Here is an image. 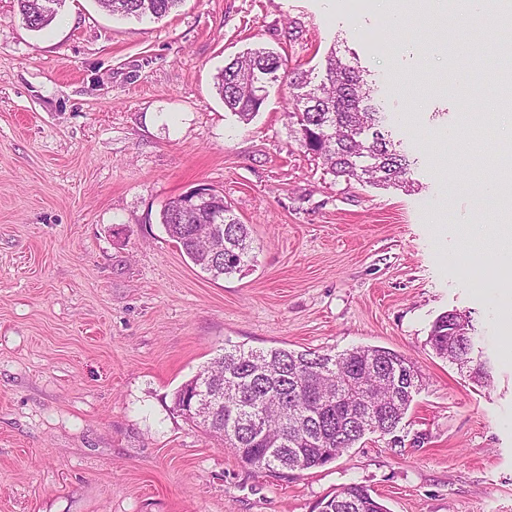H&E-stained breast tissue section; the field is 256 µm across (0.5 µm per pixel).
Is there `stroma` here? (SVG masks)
Wrapping results in <instances>:
<instances>
[{"label":"stroma","instance_id":"35a3bbf8","mask_svg":"<svg viewBox=\"0 0 512 512\" xmlns=\"http://www.w3.org/2000/svg\"><path fill=\"white\" fill-rule=\"evenodd\" d=\"M398 9L391 26L378 0H183L137 20L64 0L36 32L0 0V512H319L354 483L387 512H512L495 289L448 266L458 229L503 225L512 201L488 209L464 191L473 158L446 141L485 116L478 156H512L497 81L469 82L498 67L512 27L445 0ZM256 46L318 79L333 47L363 69L412 187L327 173L295 137L286 79L240 122L215 76ZM199 187L249 226L245 272L212 279L166 233L165 204ZM453 310L488 383L428 342ZM234 344L383 347L421 386L394 434L274 476L173 409Z\"/></svg>","mask_w":512,"mask_h":512}]
</instances>
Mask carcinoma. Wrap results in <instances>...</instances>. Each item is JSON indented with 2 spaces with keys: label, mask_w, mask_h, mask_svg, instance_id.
<instances>
[{
  "label": "carcinoma",
  "mask_w": 512,
  "mask_h": 512,
  "mask_svg": "<svg viewBox=\"0 0 512 512\" xmlns=\"http://www.w3.org/2000/svg\"><path fill=\"white\" fill-rule=\"evenodd\" d=\"M181 0H99L111 15L159 19ZM27 27H48L56 12L46 13L40 0H17ZM282 57L264 47L238 56L216 76L224 107L247 123L265 100V83L278 80ZM300 146L322 161L327 171L347 181L404 187L408 157L393 148L379 130L380 112L361 70L343 61L336 48L326 56L323 78L295 70L289 76ZM223 212L224 251L211 248L208 213L184 210L168 202L161 224L183 253L214 278L244 272L252 261L247 225L230 206ZM473 327L465 314H443L433 323L429 343L435 353L455 364L472 353ZM413 367L383 347H355L340 354L319 350L236 346L213 359L173 396H222L215 410L197 416L199 423L242 463L259 471L321 467L352 448L366 433L394 432L407 413L417 385L408 383ZM322 512H387L360 484H350L321 502Z\"/></svg>",
  "instance_id": "carcinoma-1"
}]
</instances>
